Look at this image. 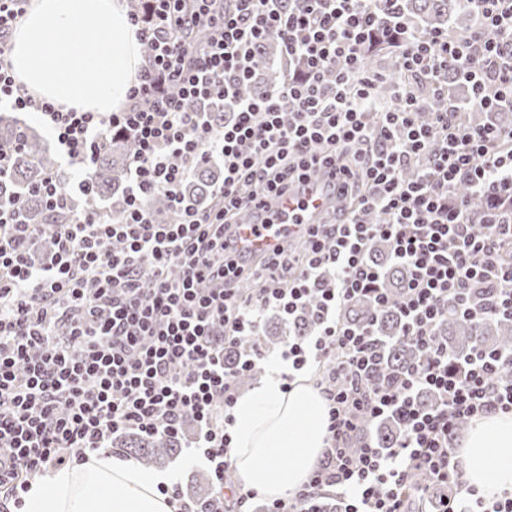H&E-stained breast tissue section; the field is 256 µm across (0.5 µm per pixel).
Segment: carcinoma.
I'll return each instance as SVG.
<instances>
[{
    "label": "carcinoma",
    "mask_w": 512,
    "mask_h": 512,
    "mask_svg": "<svg viewBox=\"0 0 512 512\" xmlns=\"http://www.w3.org/2000/svg\"><path fill=\"white\" fill-rule=\"evenodd\" d=\"M405 30L422 35L442 30L455 35L475 25V19L464 11L461 0H405L399 18ZM399 43L377 44L366 53V65L385 73L389 80L399 78ZM281 54L278 40L271 36L264 40L253 56V77L243 86L242 93L247 97L257 96L266 86L283 81L285 69L280 65ZM20 142V152L15 163L12 178L0 185V197H12L24 210L26 221L34 224L53 222V216L45 209L35 188L45 173L54 171L60 178V185L67 187V177L62 172L54 153L47 146L40 133L22 122L16 113L0 110V142ZM135 151L133 139L111 134L103 141L91 180L98 197L108 201L109 213L114 221L123 220L126 209V172L128 163ZM221 181V169L214 163L198 168L185 184L188 199L199 207H207L213 202V188ZM150 207L160 222H172L176 215L171 211L167 200L156 195ZM406 280V271L399 266H391L385 274L384 287L389 301L374 311L366 303L358 301L345 309L343 316L354 325H361L371 318H377V333L386 345V354L395 373L403 372L419 360L418 349L406 343L400 336V322L397 304L401 288ZM438 340L448 344L449 352L460 355L480 345L490 350L507 353L500 362V375L512 378V320L500 317L481 324L468 319L464 309L452 304L448 306L445 320L437 330ZM377 442L384 448H391L401 439L402 429L391 421L383 420L372 425ZM178 439L165 434L144 436L136 432H126L118 436L116 447L128 450L146 468L164 462L176 452ZM213 500L210 483L198 486L192 501L197 512H209Z\"/></svg>",
    "instance_id": "1"
}]
</instances>
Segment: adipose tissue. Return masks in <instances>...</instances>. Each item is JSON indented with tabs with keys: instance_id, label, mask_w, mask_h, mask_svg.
I'll return each mask as SVG.
<instances>
[{
	"instance_id": "adipose-tissue-1",
	"label": "adipose tissue",
	"mask_w": 512,
	"mask_h": 512,
	"mask_svg": "<svg viewBox=\"0 0 512 512\" xmlns=\"http://www.w3.org/2000/svg\"><path fill=\"white\" fill-rule=\"evenodd\" d=\"M327 400L307 378L284 387L272 375L238 397L233 408V457L246 488L269 498L301 487L327 446ZM471 485L492 494L512 487V414L476 418L460 442ZM165 472L145 473L133 460L98 453L35 479L25 512H173L159 485Z\"/></svg>"
}]
</instances>
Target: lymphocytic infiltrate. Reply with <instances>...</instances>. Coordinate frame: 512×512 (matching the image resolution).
Instances as JSON below:
<instances>
[{"label": "lymphocytic infiltrate", "instance_id": "lymphocytic-infiltrate-1", "mask_svg": "<svg viewBox=\"0 0 512 512\" xmlns=\"http://www.w3.org/2000/svg\"><path fill=\"white\" fill-rule=\"evenodd\" d=\"M28 0H0V105L35 110L54 129L69 165L84 174L61 191L56 173L37 186L59 224H30L12 198H0V512H17L32 477L106 448L114 434L179 435L196 424L194 449L214 474L212 512H234L254 498L225 484L233 469L231 409L238 379L264 358L261 348L224 361L226 350L259 339L274 310L309 329L289 337L281 358L290 382L311 372L328 400V460L268 512H314L333 489L339 512H404L417 471L451 483L459 468L453 440L460 423L498 410L512 413V379H497L503 354L475 348L454 357L431 331L449 304L470 319L512 315V127L494 116L512 110V0H466L475 27L405 36L400 68L386 97L384 76L362 49L397 30L400 0H145L131 14L152 48L120 112L61 111L17 82L8 37ZM278 35L286 80L258 97L240 95L255 47ZM469 58L476 75L466 101L448 98L449 67ZM202 107L231 105L216 127ZM467 109L483 124L459 120ZM429 111L428 122L419 113ZM377 112V122L367 119ZM138 141L128 172L127 213L111 222L97 204L90 173L112 130ZM218 159L224 177L216 203L189 204L183 184ZM416 166L408 181L404 170ZM325 178L353 199L334 220L302 227L300 238L260 259L235 235L237 217L265 215L273 198ZM467 196H457L459 186ZM164 194L179 218L152 220ZM484 198L476 233L469 197ZM79 197L81 212L68 209ZM388 240L406 269L399 309L402 336L417 346L415 367L393 375L372 324H348L358 298L385 304L383 268L371 257ZM490 290L484 304L470 293ZM434 391L420 411L415 395ZM404 430L401 443L373 439L351 448L359 428L382 419Z\"/></svg>", "mask_w": 512, "mask_h": 512}]
</instances>
